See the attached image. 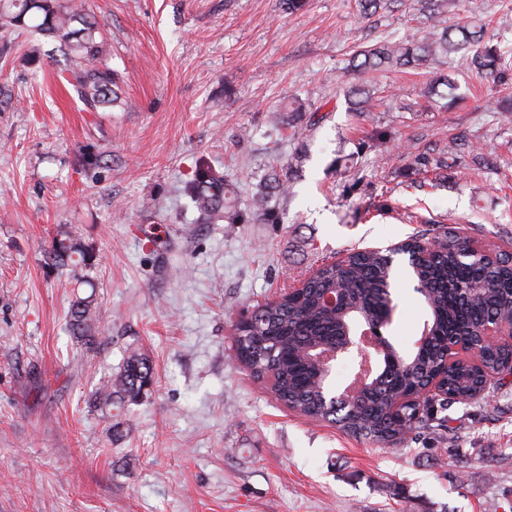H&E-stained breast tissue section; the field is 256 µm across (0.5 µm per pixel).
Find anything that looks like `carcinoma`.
<instances>
[{"mask_svg":"<svg viewBox=\"0 0 512 512\" xmlns=\"http://www.w3.org/2000/svg\"><path fill=\"white\" fill-rule=\"evenodd\" d=\"M421 10L438 37L413 38L397 44L359 47L350 66L360 71L414 68L453 54L469 60L470 71L496 74L505 79L512 60L494 46H481L484 26L459 21L447 25L448 0H420ZM25 27L57 44L69 64L64 80L92 111L100 107H122L120 73L108 62V54L97 22L84 4L71 0H0V29ZM351 104L358 111L371 100V90L354 86ZM288 170L273 173L253 196L251 207L242 210L226 197L224 176L208 165L196 170L188 193L198 219L204 224L224 217L227 224H245L258 217L266 224L281 222L271 195L288 194ZM400 256L409 277L420 289L425 309L422 329L426 341L382 362L376 375L349 405L335 406L327 399L321 366L311 360L310 350L334 344L344 328L359 321L379 319L393 301L396 267L379 250L357 251L346 258L323 264L301 286L259 306L252 322L237 327L234 347L238 359L254 379L271 381V392L286 407L313 420H325L341 430L387 446H397L410 436L433 428H448V418L425 413L401 401L426 387L440 372L442 393L439 408L472 404L490 396L488 378L512 370V344H488L479 363L464 354L445 361L448 343L471 342L487 325L512 322V253L496 254L492 261L471 249L468 241L450 231L431 238L419 234L403 243ZM48 260L72 270L92 265L93 253L68 231L52 241ZM335 292L341 303L325 308L322 297ZM98 318L92 296L77 297L68 312V329L80 347L97 344ZM154 382L150 361L130 353L120 370L96 391L95 402L107 419V430L122 433L118 421L124 406L142 401Z\"/></svg>","mask_w":512,"mask_h":512,"instance_id":"obj_1","label":"carcinoma"}]
</instances>
